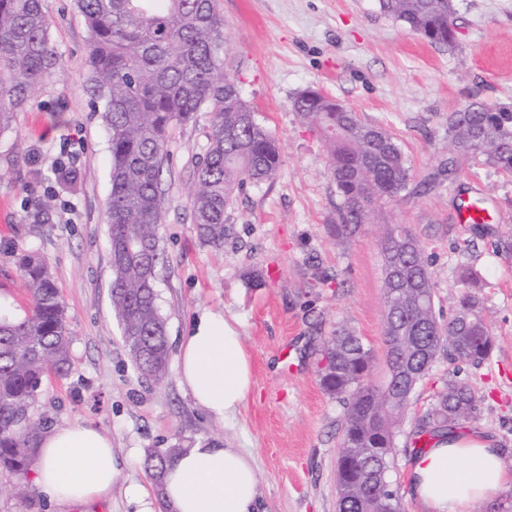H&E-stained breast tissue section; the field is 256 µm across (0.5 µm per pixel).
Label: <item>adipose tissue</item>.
Wrapping results in <instances>:
<instances>
[{"label": "adipose tissue", "mask_w": 512, "mask_h": 512, "mask_svg": "<svg viewBox=\"0 0 512 512\" xmlns=\"http://www.w3.org/2000/svg\"><path fill=\"white\" fill-rule=\"evenodd\" d=\"M179 375L195 403L223 420L250 394L252 369L237 328L222 314H202L183 337ZM35 483L65 512H88L107 498L120 475L112 442L96 428L73 423L37 441ZM164 492L174 512H262L251 455L202 439L167 467ZM409 494L426 512H470L471 505L512 483L492 438L472 428L453 432L414 454Z\"/></svg>", "instance_id": "1"}]
</instances>
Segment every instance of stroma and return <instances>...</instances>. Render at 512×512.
I'll return each mask as SVG.
<instances>
[{"instance_id":"stroma-1","label":"stroma","mask_w":512,"mask_h":512,"mask_svg":"<svg viewBox=\"0 0 512 512\" xmlns=\"http://www.w3.org/2000/svg\"><path fill=\"white\" fill-rule=\"evenodd\" d=\"M455 5L460 45L451 51L382 15L376 0H218L224 66L279 141L281 166L270 181L245 188L223 247L213 248L191 215L194 165L207 148L211 115L196 113L172 130L159 226L166 266L156 286L170 358L156 385L134 368L112 311L110 149L86 91L87 25L71 0H45L59 65L0 134V292L27 310L16 256L35 248L46 257L73 338L72 369L43 380L33 413L48 427L79 422L111 439L121 472L97 512H130L128 486L154 490L149 452L202 438L252 455L265 512H336L343 405L319 384L318 351L336 327H347L372 347L371 380L383 383L386 224L407 225L424 245L441 318L453 313L461 268L477 270L495 343L478 367L439 354L416 386L395 428L390 471L402 512H423L406 484L409 432L444 382L472 389L480 401L474 425L512 469V258L495 247L512 233V173L450 154L446 133L449 113L471 100L512 105V0ZM308 87L393 132L413 170L407 190L376 204L346 240L327 232L341 198L324 143L292 107ZM451 157L452 180L440 172ZM462 195L483 199L488 235L459 223ZM205 312L236 321L252 362V391L224 420L197 405L178 374L181 338ZM0 512L54 509L33 479L3 472Z\"/></svg>"}]
</instances>
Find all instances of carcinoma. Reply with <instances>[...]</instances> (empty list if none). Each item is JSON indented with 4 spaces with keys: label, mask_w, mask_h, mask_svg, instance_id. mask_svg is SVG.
I'll list each match as a JSON object with an SVG mask.
<instances>
[{
    "label": "carcinoma",
    "mask_w": 512,
    "mask_h": 512,
    "mask_svg": "<svg viewBox=\"0 0 512 512\" xmlns=\"http://www.w3.org/2000/svg\"><path fill=\"white\" fill-rule=\"evenodd\" d=\"M44 0H0V133L51 74L57 57ZM90 33L88 94L102 112L111 152L108 201L111 302L122 342L137 371L161 383L169 366L166 322L156 302L164 267L160 247L162 182L171 130L198 112L212 116L209 144L195 163L191 199L201 241L224 244L228 210L248 184L267 181L280 166L276 139L243 98L236 75L224 69V24L215 0H74ZM382 14L429 42L457 47L453 0H378ZM292 106L320 134L342 198L337 239L356 235L372 206L399 196L411 166L395 135L354 110L306 88ZM454 150L512 173V110L473 100L448 115ZM384 355L387 374L372 383L373 349L338 327L322 350L319 382L345 405L337 466V512H400L389 481L394 426L438 354L474 366L488 360L493 339L482 316L479 277L461 279L455 313L436 314L425 247L402 224H387L381 241ZM17 271L30 307L17 322L0 321V472L23 476L43 425L32 417L34 397L49 375H68L72 337L48 262L22 254ZM479 400L450 381L415 423L413 444L474 421ZM178 450L146 458L157 488Z\"/></svg>",
    "instance_id": "1"
}]
</instances>
